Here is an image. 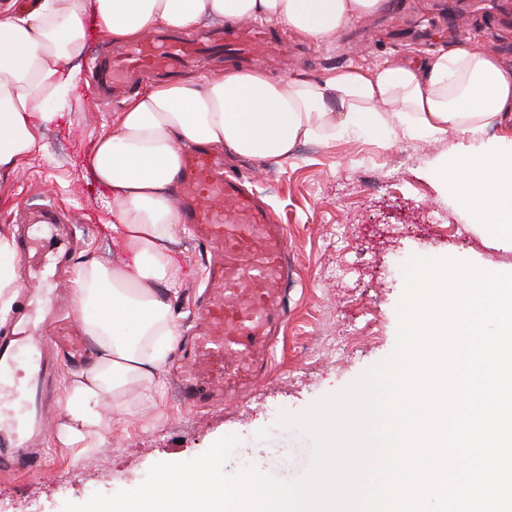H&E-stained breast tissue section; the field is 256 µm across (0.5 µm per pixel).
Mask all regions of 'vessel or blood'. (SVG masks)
I'll list each match as a JSON object with an SVG mask.
<instances>
[{
  "instance_id": "b4317fda",
  "label": "vessel or blood",
  "mask_w": 512,
  "mask_h": 512,
  "mask_svg": "<svg viewBox=\"0 0 512 512\" xmlns=\"http://www.w3.org/2000/svg\"><path fill=\"white\" fill-rule=\"evenodd\" d=\"M276 48L266 29L237 22L217 40L185 42L158 35L116 51L100 67L95 85L104 90L142 75H172L224 52L252 61ZM248 182L246 176L224 173L207 150L192 147L185 153L177 201L211 256L210 288L195 336L188 353L177 358L182 384L198 401H219L225 393L257 386L273 355L275 328L288 312V230L276 223ZM21 259L39 275L48 251L42 241L29 238ZM61 353L84 358L85 337L61 335L57 320L48 315L37 322L29 311L22 313L14 332L0 340V387L11 386V400L20 407L0 418V472L26 469L31 448L46 440L53 396L49 382ZM217 359L224 362L220 380L210 373Z\"/></svg>"
}]
</instances>
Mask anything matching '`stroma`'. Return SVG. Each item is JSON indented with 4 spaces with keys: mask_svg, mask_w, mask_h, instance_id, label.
Here are the masks:
<instances>
[{
    "mask_svg": "<svg viewBox=\"0 0 512 512\" xmlns=\"http://www.w3.org/2000/svg\"><path fill=\"white\" fill-rule=\"evenodd\" d=\"M287 38L277 54L257 60L270 77L324 80L350 68L369 72L397 62L425 63L460 48H476L512 67V0H382L376 12L351 21L323 42ZM122 104L104 106L83 73L69 107L46 132L48 154L22 162L0 192V225L26 226L30 210L60 205L81 217L71 241V264L111 256L101 188L84 160L96 136ZM460 136L411 137L394 130L382 139L340 131L329 140L299 143L288 161L225 156L224 165L247 174L254 192L288 227V313L272 367L257 391L203 407L183 400L171 371L161 388L133 392L120 413L106 411L102 447L82 452L51 443L49 476L0 474V512H63L93 494L137 488L149 469L204 453L214 438L241 443L225 462L227 474L247 464L293 480L313 454L309 437L280 429V411L299 412L336 392L385 359L397 341L405 291L403 265L414 256L451 258L508 267L512 251L498 248L490 229L474 223L457 191L432 170L439 157L458 152ZM175 257L185 286L174 305L181 332L190 336L197 298L207 287L206 258L190 231L179 234ZM375 325V340L354 336Z\"/></svg>",
    "mask_w": 512,
    "mask_h": 512,
    "instance_id": "obj_1",
    "label": "stroma"
}]
</instances>
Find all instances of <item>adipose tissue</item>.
I'll list each match as a JSON object with an SVG mask.
<instances>
[{"label": "adipose tissue", "instance_id": "adipose-tissue-1", "mask_svg": "<svg viewBox=\"0 0 512 512\" xmlns=\"http://www.w3.org/2000/svg\"><path fill=\"white\" fill-rule=\"evenodd\" d=\"M380 0H32L0 6V190L18 165L47 153L43 129L80 81V60L97 34L121 45L157 27L189 30L207 19H265L321 42ZM512 110V69L478 49L368 74L337 72L322 82L274 80L258 68L151 85L132 95L110 131L95 139L88 167L104 188L113 237L125 261L84 262L74 280L80 326L95 343L91 364L71 381L56 439L100 447L105 398L129 385L158 387L181 334L173 308L184 274L174 260L181 215L173 187L186 149L209 145L232 156L288 161L301 139L337 129L385 136L466 137L433 175L464 189V202L496 241L512 249V151L485 139ZM15 238L0 225V316L17 299Z\"/></svg>", "mask_w": 512, "mask_h": 512}]
</instances>
